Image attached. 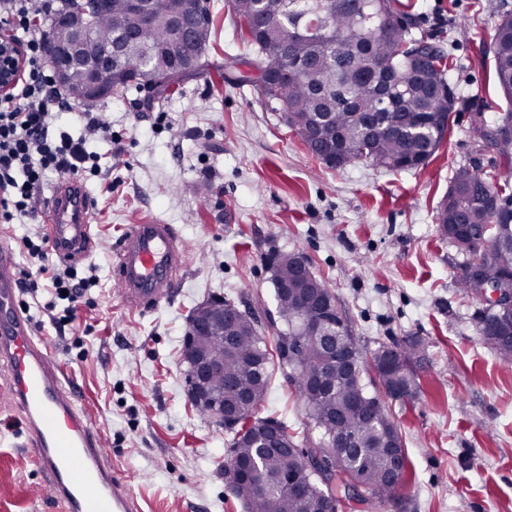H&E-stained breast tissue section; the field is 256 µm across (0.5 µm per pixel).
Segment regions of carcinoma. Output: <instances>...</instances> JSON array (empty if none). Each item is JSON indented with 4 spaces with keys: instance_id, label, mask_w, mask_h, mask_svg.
<instances>
[{
    "instance_id": "1",
    "label": "carcinoma",
    "mask_w": 512,
    "mask_h": 512,
    "mask_svg": "<svg viewBox=\"0 0 512 512\" xmlns=\"http://www.w3.org/2000/svg\"><path fill=\"white\" fill-rule=\"evenodd\" d=\"M87 49L95 54L113 39L131 31L122 54L113 62L121 79L112 80V96L131 89L143 90L145 73L165 75L186 59L171 20L194 12L202 23L199 54L210 42L213 14L210 0H160L151 15H134L125 0H111L109 10L93 11ZM235 22L255 58L244 60L234 83L257 87L274 112L282 111L279 94L288 98L286 118L309 153L324 161L323 152L334 148L337 168L369 163L393 171L427 166L449 130L457 95L450 83L453 65L444 49L425 34H416L415 21L401 0H336V6L321 12V0H266L271 19L269 34L256 35L260 12L256 0H230ZM496 18L491 51L497 85L507 102L506 117L512 118V12L499 4L489 5ZM428 54L429 67H417L415 55ZM64 88L72 98L86 100V75L82 67L69 71ZM484 113H475L474 138L490 139L497 152L512 160V135L489 136ZM439 234L462 254L455 275L457 287L473 293L464 269L482 252L481 243L471 241V229L484 226L487 241L512 238V178L475 169L454 172L437 210ZM303 257L273 251L267 261L274 277L293 279ZM512 267V254L485 263V276L496 279L504 267ZM276 314L285 326L277 332L276 354H271L260 336L257 319L241 311L231 321L234 353L224 354V375L213 384L220 389L231 383L251 395V405L227 427L232 434L230 457L255 455L251 439L270 422L259 416L267 394L268 365L277 357L306 414L321 431L320 448L337 453L327 480L306 474L301 482L309 488L302 498L288 491V476L300 472L298 457L281 448H267L257 460L254 486L243 494L245 512H341L354 499L360 485L368 493L367 506L380 504L394 492L386 475L399 463L402 476H409L402 437L391 420L386 403L370 394L363 372L371 370L389 398V389L407 390L396 398L417 393L415 367L421 361V342L406 337L387 351L405 363L403 377L381 369L382 362L362 360L355 336L343 327L345 344L336 350V363L322 365L317 339L302 335L304 318H315L319 310L294 294L275 292ZM500 314L487 305L480 317L479 334L504 361L512 362V344L498 335Z\"/></svg>"
}]
</instances>
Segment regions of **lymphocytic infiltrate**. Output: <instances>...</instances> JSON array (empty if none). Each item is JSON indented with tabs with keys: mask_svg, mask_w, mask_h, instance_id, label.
<instances>
[{
	"mask_svg": "<svg viewBox=\"0 0 512 512\" xmlns=\"http://www.w3.org/2000/svg\"><path fill=\"white\" fill-rule=\"evenodd\" d=\"M56 0H0V24L23 33L25 66L21 78L0 94V224L33 218L37 191L48 174L85 181L99 176L98 162L86 148L89 136L109 133L99 113L81 106L58 84L46 53L43 33L31 25L39 14L54 10ZM75 112L84 123V136L53 133L60 113ZM90 287L72 269L54 273L49 309L57 324L73 320L76 304Z\"/></svg>",
	"mask_w": 512,
	"mask_h": 512,
	"instance_id": "lymphocytic-infiltrate-1",
	"label": "lymphocytic infiltrate"
}]
</instances>
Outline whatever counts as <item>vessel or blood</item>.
<instances>
[{"mask_svg":"<svg viewBox=\"0 0 512 512\" xmlns=\"http://www.w3.org/2000/svg\"><path fill=\"white\" fill-rule=\"evenodd\" d=\"M95 202L77 181L58 184L42 210L55 254L83 260L92 249L89 216ZM187 248L174 225L136 224L120 240L114 262L122 303L142 313L172 296L185 270ZM0 367L8 371L25 443L66 512H141L137 496L112 464L99 433L76 405L61 363L36 336L19 304L12 253L0 247Z\"/></svg>","mask_w":512,"mask_h":512,"instance_id":"vessel-or-blood-1","label":"vessel or blood"}]
</instances>
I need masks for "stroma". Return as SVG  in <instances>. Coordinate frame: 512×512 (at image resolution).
<instances>
[{
    "instance_id": "obj_1",
    "label": "stroma",
    "mask_w": 512,
    "mask_h": 512,
    "mask_svg": "<svg viewBox=\"0 0 512 512\" xmlns=\"http://www.w3.org/2000/svg\"><path fill=\"white\" fill-rule=\"evenodd\" d=\"M408 2L418 30L443 39L458 96L450 131L422 169H332L312 157L254 87L231 84L253 52L229 0H210L216 31L205 68L181 89L149 107L136 90L96 104L112 136L87 141L101 167L87 184L95 246L76 265L78 277L96 284L59 329L39 310L51 295L38 277L30 314L144 512H244L224 482L231 435L188 399L183 338L197 305L218 297L255 314L273 343L267 314L276 302L265 257L274 250L305 257L364 353L406 336L424 345L417 394L388 408L412 481L382 504L343 512H512V364L483 342L484 302L457 288L461 256L435 220L455 170L512 173V163L471 132L475 112L492 123L506 104L493 80L494 20L486 0ZM155 219L187 241V272L168 303L138 314L114 287L115 249L131 225ZM41 229L0 227L20 284L34 269L21 238ZM269 372L261 416L287 422L297 443L318 440L282 368ZM19 420L0 368V512H63L23 439L9 431Z\"/></svg>"
}]
</instances>
